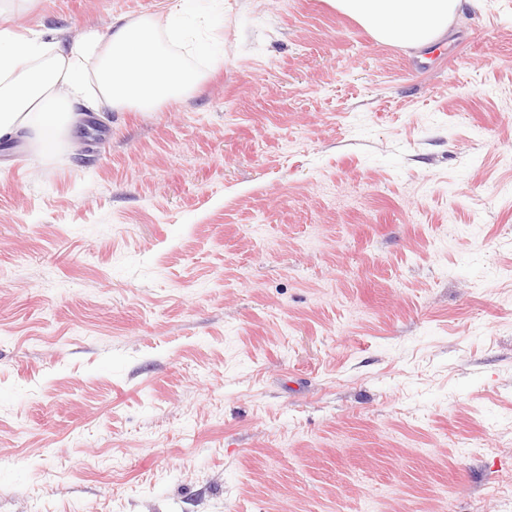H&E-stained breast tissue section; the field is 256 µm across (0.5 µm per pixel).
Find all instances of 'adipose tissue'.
Segmentation results:
<instances>
[{"label":"adipose tissue","mask_w":512,"mask_h":512,"mask_svg":"<svg viewBox=\"0 0 512 512\" xmlns=\"http://www.w3.org/2000/svg\"><path fill=\"white\" fill-rule=\"evenodd\" d=\"M378 41L422 49L448 30L464 0H328ZM204 79L166 51L155 18H120L107 34L64 41L51 32L0 30V139L27 130L41 157L56 152L71 105L143 112L186 96Z\"/></svg>","instance_id":"ef3b65f1"}]
</instances>
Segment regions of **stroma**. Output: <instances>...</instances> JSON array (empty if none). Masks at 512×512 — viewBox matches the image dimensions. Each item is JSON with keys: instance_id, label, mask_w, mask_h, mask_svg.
Segmentation results:
<instances>
[{"instance_id": "1", "label": "stroma", "mask_w": 512, "mask_h": 512, "mask_svg": "<svg viewBox=\"0 0 512 512\" xmlns=\"http://www.w3.org/2000/svg\"><path fill=\"white\" fill-rule=\"evenodd\" d=\"M195 13L194 92L0 147V512H512V0L420 57L327 0Z\"/></svg>"}]
</instances>
